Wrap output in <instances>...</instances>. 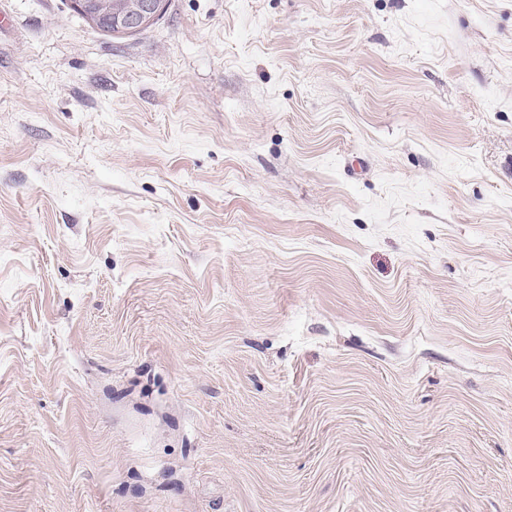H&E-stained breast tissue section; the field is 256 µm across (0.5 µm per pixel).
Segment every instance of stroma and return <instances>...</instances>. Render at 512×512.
I'll use <instances>...</instances> for the list:
<instances>
[{"mask_svg":"<svg viewBox=\"0 0 512 512\" xmlns=\"http://www.w3.org/2000/svg\"><path fill=\"white\" fill-rule=\"evenodd\" d=\"M0 4V512H512V0ZM112 9L111 0H72L74 7L91 22L109 16L112 26L119 33H135L149 26L159 15L164 0H139ZM80 14V13H78ZM85 18L82 14H80ZM97 25V24H96ZM103 32L114 34L110 27L99 26Z\"/></svg>","mask_w":512,"mask_h":512,"instance_id":"obj_1","label":"stroma"}]
</instances>
